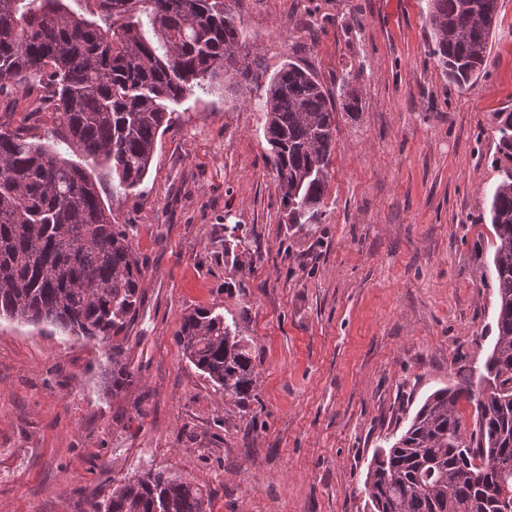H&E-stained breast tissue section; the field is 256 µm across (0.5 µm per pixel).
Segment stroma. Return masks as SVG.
Listing matches in <instances>:
<instances>
[{
	"label": "stroma",
	"instance_id": "obj_1",
	"mask_svg": "<svg viewBox=\"0 0 512 512\" xmlns=\"http://www.w3.org/2000/svg\"><path fill=\"white\" fill-rule=\"evenodd\" d=\"M265 76L292 61L336 111L320 223L288 224L266 157L264 88L224 81L173 105L149 173L112 196L143 266V304L111 337L134 373L113 393L104 349L0 318V512H92L143 469L204 485L211 512H369L365 481L434 391L495 343L491 193L512 160V0L465 88L428 53V0H232ZM47 88L0 93V123L59 130ZM246 239L224 255V229ZM212 307L255 360L244 402L184 356L182 318ZM494 122L499 134L500 151L512 160V112L495 113Z\"/></svg>",
	"mask_w": 512,
	"mask_h": 512
}]
</instances>
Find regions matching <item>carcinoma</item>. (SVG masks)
Here are the masks:
<instances>
[{
  "label": "carcinoma",
  "instance_id": "1",
  "mask_svg": "<svg viewBox=\"0 0 512 512\" xmlns=\"http://www.w3.org/2000/svg\"><path fill=\"white\" fill-rule=\"evenodd\" d=\"M91 18L64 0H0V89L32 75L52 88L68 150L139 186L148 173L168 103L229 78H256L246 28L228 0H86ZM499 0H430L434 58L463 87L484 69ZM343 78L344 109L359 100ZM502 154L512 160V112L494 113ZM336 131V102L317 76L284 64L266 86L263 135L288 223L322 215ZM497 246V336L477 380L433 392L409 427L370 464V512H499L512 499V170L491 195ZM142 270L112 206L56 142L0 126V315L50 325L100 344L134 321ZM186 359L241 402L255 366L224 315L196 308L176 333ZM118 392L132 382L122 350L105 351ZM478 390H473V386ZM475 403L468 428L461 400ZM210 493L177 475L148 470L112 487L93 512H207Z\"/></svg>",
  "mask_w": 512,
  "mask_h": 512
}]
</instances>
